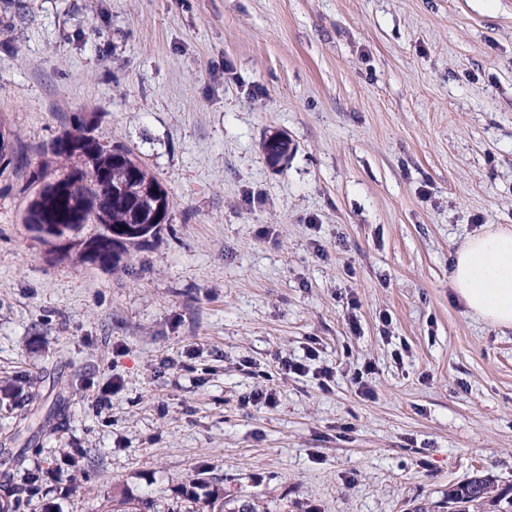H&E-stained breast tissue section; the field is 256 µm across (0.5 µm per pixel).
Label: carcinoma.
I'll list each match as a JSON object with an SVG mask.
<instances>
[{
    "mask_svg": "<svg viewBox=\"0 0 512 512\" xmlns=\"http://www.w3.org/2000/svg\"><path fill=\"white\" fill-rule=\"evenodd\" d=\"M15 140L11 132L0 136V161L24 163L26 157L15 149ZM51 152L68 164V169L62 177L44 184L46 195L41 203L28 204L25 223L45 240L58 236L61 228L79 232L87 224L98 225L92 237L66 247L74 260L118 270L128 247L144 245L172 220L168 192L129 150L115 147L105 151L79 124L58 136ZM69 182L80 184L79 195L55 192ZM145 188L156 191V196L142 217L141 192ZM36 481L38 477L34 476L28 487L1 485L7 503L0 506V512H17ZM447 502L463 503L468 512H487L489 508L492 512H512V501L505 500L493 480L481 474L449 487Z\"/></svg>",
    "mask_w": 512,
    "mask_h": 512,
    "instance_id": "1",
    "label": "carcinoma"
}]
</instances>
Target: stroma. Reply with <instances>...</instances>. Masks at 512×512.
Instances as JSON below:
<instances>
[{
    "label": "stroma",
    "instance_id": "stroma-1",
    "mask_svg": "<svg viewBox=\"0 0 512 512\" xmlns=\"http://www.w3.org/2000/svg\"><path fill=\"white\" fill-rule=\"evenodd\" d=\"M79 123L173 202L116 272L24 222ZM0 126L28 156L0 169V479L42 474L19 512L512 492V332L449 284L512 226V0H0Z\"/></svg>",
    "mask_w": 512,
    "mask_h": 512
}]
</instances>
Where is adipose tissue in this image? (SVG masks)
Segmentation results:
<instances>
[{"instance_id": "1", "label": "adipose tissue", "mask_w": 512, "mask_h": 512, "mask_svg": "<svg viewBox=\"0 0 512 512\" xmlns=\"http://www.w3.org/2000/svg\"><path fill=\"white\" fill-rule=\"evenodd\" d=\"M449 283L469 312L512 330V228L466 238L452 257Z\"/></svg>"}]
</instances>
